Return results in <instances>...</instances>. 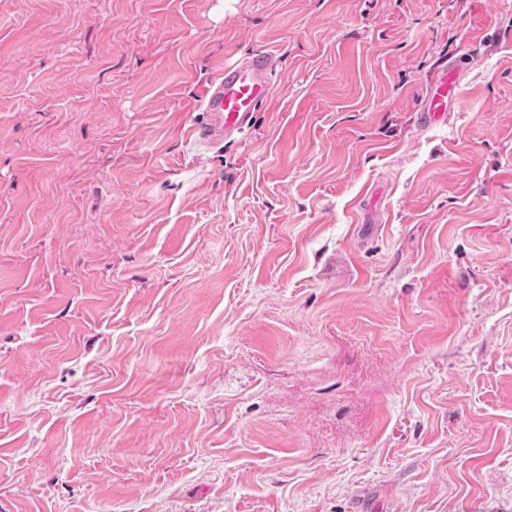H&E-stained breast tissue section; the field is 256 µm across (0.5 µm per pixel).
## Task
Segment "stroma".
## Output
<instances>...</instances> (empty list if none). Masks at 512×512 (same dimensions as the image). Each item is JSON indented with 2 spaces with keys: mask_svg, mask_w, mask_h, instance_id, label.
<instances>
[{
  "mask_svg": "<svg viewBox=\"0 0 512 512\" xmlns=\"http://www.w3.org/2000/svg\"><path fill=\"white\" fill-rule=\"evenodd\" d=\"M0 512H512V0H0ZM273 55L267 52L238 58L224 66V76L204 91L205 120L194 125L191 136L215 147L239 137L252 126L255 112L271 97ZM457 68L443 67L432 81L422 107L420 122L431 125L444 121L449 110L461 104L456 83Z\"/></svg>",
  "mask_w": 512,
  "mask_h": 512,
  "instance_id": "35a3bbf8",
  "label": "stroma"
}]
</instances>
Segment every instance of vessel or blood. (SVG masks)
I'll use <instances>...</instances> for the list:
<instances>
[{"instance_id": "1", "label": "vessel or blood", "mask_w": 512, "mask_h": 512, "mask_svg": "<svg viewBox=\"0 0 512 512\" xmlns=\"http://www.w3.org/2000/svg\"><path fill=\"white\" fill-rule=\"evenodd\" d=\"M274 67L275 59L267 52L241 57L225 66L223 76L204 91L205 119L193 127L194 140L215 147L249 129L255 113L273 93ZM456 77L457 70L453 67L438 72L422 107L421 124L444 121L447 112L460 105Z\"/></svg>"}]
</instances>
